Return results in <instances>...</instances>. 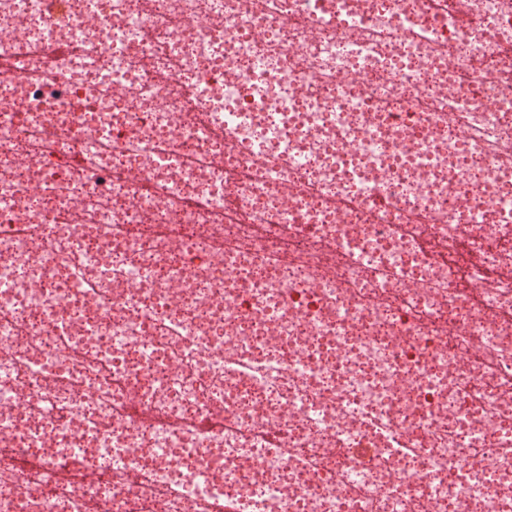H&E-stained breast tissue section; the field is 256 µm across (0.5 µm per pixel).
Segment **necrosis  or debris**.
I'll return each instance as SVG.
<instances>
[{
	"instance_id": "necrosis-or-debris-1",
	"label": "necrosis or debris",
	"mask_w": 512,
	"mask_h": 512,
	"mask_svg": "<svg viewBox=\"0 0 512 512\" xmlns=\"http://www.w3.org/2000/svg\"><path fill=\"white\" fill-rule=\"evenodd\" d=\"M0 512H512V0H0Z\"/></svg>"
}]
</instances>
